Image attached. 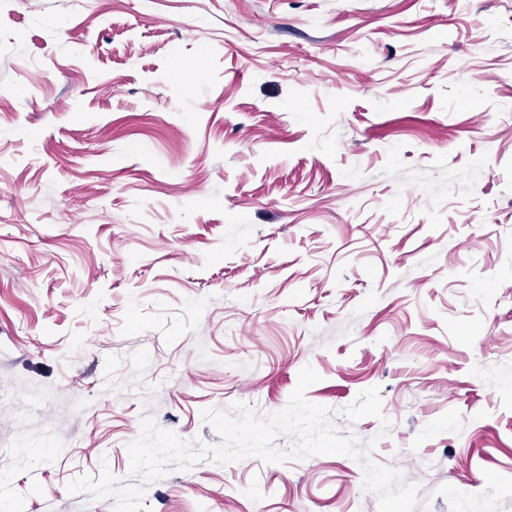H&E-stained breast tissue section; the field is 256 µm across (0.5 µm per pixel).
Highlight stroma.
<instances>
[{"instance_id": "stroma-1", "label": "stroma", "mask_w": 512, "mask_h": 512, "mask_svg": "<svg viewBox=\"0 0 512 512\" xmlns=\"http://www.w3.org/2000/svg\"><path fill=\"white\" fill-rule=\"evenodd\" d=\"M308 364L416 512H512V0H7L0 512H114L67 485L142 416L214 445ZM144 503L378 512L339 455Z\"/></svg>"}]
</instances>
